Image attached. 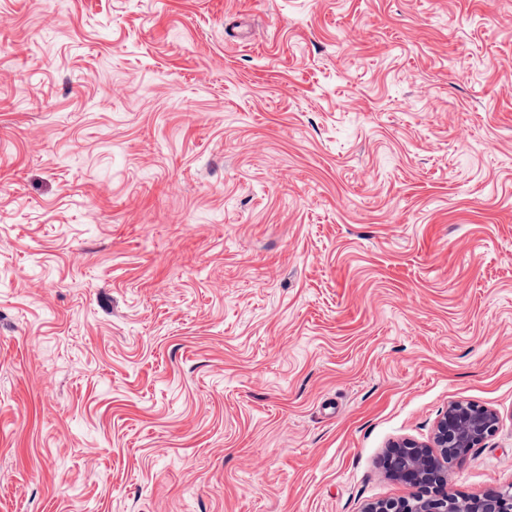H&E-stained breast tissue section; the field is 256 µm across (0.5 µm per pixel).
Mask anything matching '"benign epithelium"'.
I'll use <instances>...</instances> for the list:
<instances>
[{
  "instance_id": "obj_1",
  "label": "benign epithelium",
  "mask_w": 512,
  "mask_h": 512,
  "mask_svg": "<svg viewBox=\"0 0 512 512\" xmlns=\"http://www.w3.org/2000/svg\"><path fill=\"white\" fill-rule=\"evenodd\" d=\"M498 422L497 412L489 407L462 401L448 404L431 443L405 439L390 445L382 457L385 473L416 493L373 502L365 512H512L511 483L464 497L449 488L454 468L495 432Z\"/></svg>"
}]
</instances>
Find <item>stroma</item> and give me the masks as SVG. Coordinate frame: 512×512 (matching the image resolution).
I'll return each instance as SVG.
<instances>
[{"label":"stroma","mask_w":512,"mask_h":512,"mask_svg":"<svg viewBox=\"0 0 512 512\" xmlns=\"http://www.w3.org/2000/svg\"><path fill=\"white\" fill-rule=\"evenodd\" d=\"M512 483V0H0V512H363L450 402Z\"/></svg>","instance_id":"stroma-1"}]
</instances>
